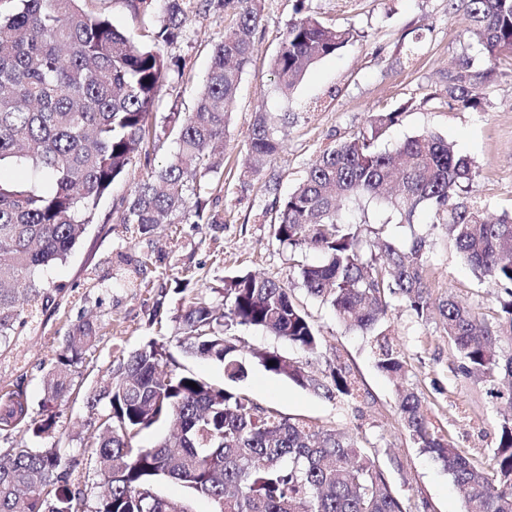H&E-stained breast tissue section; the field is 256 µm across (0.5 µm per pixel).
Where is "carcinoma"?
I'll return each instance as SVG.
<instances>
[{"mask_svg":"<svg viewBox=\"0 0 512 512\" xmlns=\"http://www.w3.org/2000/svg\"><path fill=\"white\" fill-rule=\"evenodd\" d=\"M80 2L0 0V171L23 166L47 184L0 179V350L25 335L29 319L63 291L44 272L67 260L100 197L136 156L149 157L162 140L174 137L178 151L122 199L116 223L137 238L189 214L195 224L220 223L199 200L209 188L201 178L217 170L224 153L229 106L252 61L260 9L254 0H224L237 18L214 47L194 111L176 112L157 129L149 119L168 71L161 46L182 35L188 0H160L163 19L152 47L135 44ZM123 2L134 16L152 19L155 0ZM296 2V17L271 62L285 95L312 65L355 38L353 30L305 13L306 0ZM449 2L465 10L486 56L483 68L464 57L448 70L446 98L461 109H478L501 53H512V0ZM400 116L378 112L365 129L324 149L279 202L271 223L281 244L321 253L320 262L298 265L301 287L328 305L345 329L373 333L376 366L400 394L401 425L442 464L465 512H512V416L500 420L488 462L462 452L433 422L431 407L408 382L404 352L380 326L393 298L428 321L427 237L404 246L342 214L363 200L385 205L406 224L419 210L430 211L431 226L441 229L459 259L497 289L491 317L451 293L439 302V323L460 359L461 376L512 405V214H490V204L474 193L473 163L435 132L378 150L376 142ZM277 122L266 112L255 116L246 143L250 170L260 171L279 150ZM178 321L186 352L222 365L233 382L246 374L238 346L225 336L234 326L261 329L308 354L322 344L291 289L251 273L224 279V306L197 295ZM101 340L98 325L85 319L52 350L39 416L22 389L4 385L0 432L19 437L0 454V512H189L159 493L166 479L210 500L214 512H407L357 439L177 373L154 342L132 352L86 397L95 429L86 465L99 482L91 498L72 489L59 475L56 449L34 448L25 435L54 431L58 402L75 391L80 368ZM257 358L267 371L315 394L351 403L360 397L356 375L339 362L319 377L276 352ZM162 424L171 427L167 436L150 447L136 444L142 431Z\"/></svg>","mask_w":512,"mask_h":512,"instance_id":"obj_1","label":"carcinoma"}]
</instances>
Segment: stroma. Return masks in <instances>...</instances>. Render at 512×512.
Listing matches in <instances>:
<instances>
[{"label": "stroma", "instance_id": "1", "mask_svg": "<svg viewBox=\"0 0 512 512\" xmlns=\"http://www.w3.org/2000/svg\"><path fill=\"white\" fill-rule=\"evenodd\" d=\"M307 5L323 22L355 29L358 36L335 56L312 66L290 96H283L269 60L295 16L296 0H259L262 20L254 36L253 61L230 105L224 160L218 172L206 178L214 187L208 206L223 215V223H184L174 232L162 225L146 239L126 236L115 222L116 208L150 169L167 162L176 145L169 140L161 144L150 165L133 162L100 199L93 224L66 262L46 271V278L63 284L65 290L37 314L28 335L0 353V386L21 382L32 409H39L48 347L60 345L74 323L89 317L98 323L102 341L82 372L81 396L64 400L61 427L46 440L57 447L64 463L87 458L91 428L85 394L110 377L122 357L153 340L163 346L178 371L218 388L243 392L254 403L284 416L346 431L375 456L408 512H416L423 502L429 512H464L447 473L414 445L401 426L396 387L378 370L369 334L346 330L328 306L304 289L296 286L292 293L323 338L319 353L306 354L256 328L236 327L231 334L247 363L246 377L236 382L227 379L219 364L185 353L176 322L151 321L157 298H164L173 311L186 305L189 292L176 289L177 280L186 275L194 276L208 300L220 304L225 277L252 272L284 281L298 264L321 261L317 251L297 252L280 244L266 211L294 188L323 148L365 128L375 112H402L380 140V148L392 150L409 136L433 131L473 161L479 172L475 192L490 201L492 214L512 213V55H502V74L488 83L485 105L462 110L448 106L445 76L460 58L482 63L484 50L464 11L449 8L448 0H307ZM234 20L233 10L224 9L219 0L208 6L196 0L188 10L182 36L162 48L178 68L160 88L153 123H162L171 112L193 111L211 67L213 47ZM417 35L422 46L410 61L406 47ZM261 111L286 116L287 121L279 132L282 146L277 154L260 173L250 174L244 170L247 136ZM351 218L404 244L413 236L429 235L433 298L453 294L491 313L495 306L491 285L460 261L440 230L431 228L429 211L420 210L410 226L373 204L353 212ZM144 254L151 263L139 287H126L124 260ZM387 321L395 344L406 355L409 379L423 393L436 425L470 457L486 461L496 446L503 404L487 397L482 384L458 376L457 354L437 320L421 322L394 299ZM272 351L301 361L317 375L327 362L341 361L358 375L361 398L354 405L329 400L267 371L256 355Z\"/></svg>", "mask_w": 512, "mask_h": 512}]
</instances>
